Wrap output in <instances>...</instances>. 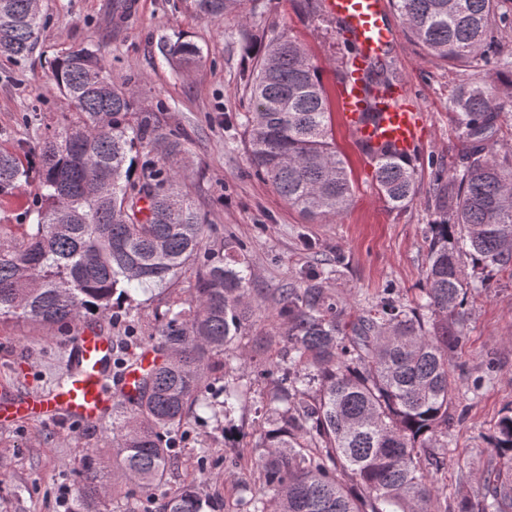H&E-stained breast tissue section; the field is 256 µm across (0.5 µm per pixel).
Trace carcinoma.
<instances>
[{
  "mask_svg": "<svg viewBox=\"0 0 512 512\" xmlns=\"http://www.w3.org/2000/svg\"><path fill=\"white\" fill-rule=\"evenodd\" d=\"M241 0H189L217 19ZM414 39L436 60L498 63L493 31L506 25L495 0H393ZM44 17L34 0H0V55L33 53ZM182 69L202 51L180 36L161 47ZM397 76L378 58L366 73L369 111L388 102ZM49 81L72 111L31 167L0 151V195L33 180L34 224H0V322L22 320L50 333L118 318L128 287H162L199 263L186 300L157 315V360L141 369L134 393L112 406V471L97 451L81 461L74 512H101L109 491L132 488L151 502L175 463L180 429L193 409L224 418L254 406L253 439L238 458L258 473L245 512H448L433 475L447 466L448 408L456 384L448 350L459 346L473 288L493 273L512 275V152L498 149L504 106L497 88L460 85L450 99L466 143L461 164L436 175L438 219L428 225L425 287L409 306L392 289L353 313L321 274L270 297L277 322L252 339L233 365L252 316L243 246L227 239L212 252L209 224L193 204L180 165L188 138L159 124L135 93L112 82L95 45L77 44L51 62ZM252 112L244 138L257 176L303 219L343 214L354 194L332 138V102L321 69L282 32L244 75ZM374 179L385 200L412 201L417 169L382 150ZM269 381L254 388L255 363ZM494 470L479 497L458 512H512V409L496 424ZM196 481L165 497L161 512H216Z\"/></svg>",
  "mask_w": 512,
  "mask_h": 512,
  "instance_id": "carcinoma-1",
  "label": "carcinoma"
}]
</instances>
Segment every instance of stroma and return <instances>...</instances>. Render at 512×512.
<instances>
[{"label": "stroma", "mask_w": 512, "mask_h": 512, "mask_svg": "<svg viewBox=\"0 0 512 512\" xmlns=\"http://www.w3.org/2000/svg\"><path fill=\"white\" fill-rule=\"evenodd\" d=\"M46 24L36 51L15 61L0 57V147L26 153L61 121L69 105L49 82V62L78 43L103 47L115 83L134 82L142 107L167 128L190 139L185 170L194 204L211 223L208 248L221 250L227 235L246 246L250 288L257 308L245 338L265 335L274 325L268 298L296 288L307 271L331 270L328 288L351 311L374 305L384 288L405 304L420 294L427 262L424 229L437 217L434 173L457 167L465 141L449 108L455 89L479 78L512 83V70L491 65L448 64L431 58L407 33L399 14L388 56L423 111V138L412 161L417 192L401 208L388 206L373 181V165L333 116L336 146L354 182L353 200L336 218L307 223L255 176L244 142L248 101L242 76L251 48L280 33L301 41L322 68L328 93H335L348 56L335 18L311 10L307 0H244L241 8L210 21L184 0H42ZM186 35L203 52L200 65L186 71L161 53L164 41ZM38 109L40 124L28 126L25 113ZM193 280L182 274L165 288L131 293L129 319L110 327L121 349L133 346L129 321L143 335L154 333L155 314L183 298ZM466 339L451 355L458 393L448 413V465L437 475L448 492L449 508L475 497L476 478L491 468L487 438L506 408L512 407V274H496L489 287L472 292L465 307ZM72 333L45 334L20 323L0 325V402L47 393L65 370ZM209 448L201 459V448ZM111 459V420L97 424L16 421L0 423V512H64V491L74 490L87 449ZM241 466L224 443L223 422L208 411L191 414L166 492L196 477L218 496L222 512H239Z\"/></svg>", "instance_id": "stroma-1"}]
</instances>
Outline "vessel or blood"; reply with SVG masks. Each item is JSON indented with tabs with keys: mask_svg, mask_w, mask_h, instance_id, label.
I'll return each instance as SVG.
<instances>
[{
	"mask_svg": "<svg viewBox=\"0 0 512 512\" xmlns=\"http://www.w3.org/2000/svg\"><path fill=\"white\" fill-rule=\"evenodd\" d=\"M326 11L342 19L357 46L355 69H363L368 58L388 52L396 32L388 21L386 0H325ZM399 101L380 113L376 124L363 122L364 93L359 79L339 84L336 104L351 136L359 142L392 143L397 154L413 152L421 138L422 114L409 101L407 88H399ZM71 365L65 383L47 395H26L13 406L18 420H76L92 424L103 419L112 407L106 386L112 381V337L80 325L70 344Z\"/></svg>",
	"mask_w": 512,
	"mask_h": 512,
	"instance_id": "b4317fda",
	"label": "vessel or blood"
}]
</instances>
